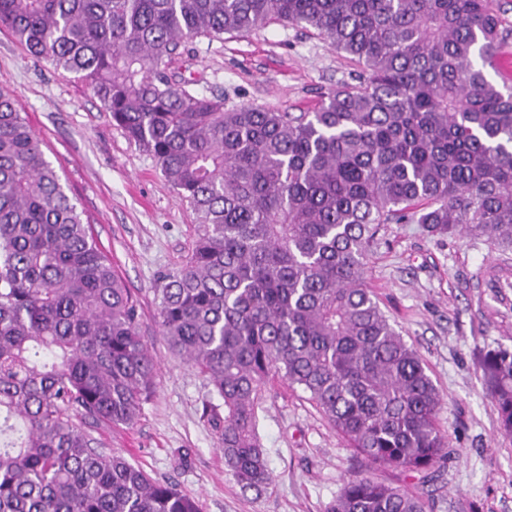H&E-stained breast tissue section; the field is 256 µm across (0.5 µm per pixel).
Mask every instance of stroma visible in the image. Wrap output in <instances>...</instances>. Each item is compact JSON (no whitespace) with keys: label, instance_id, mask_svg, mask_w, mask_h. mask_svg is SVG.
Returning <instances> with one entry per match:
<instances>
[{"label":"stroma","instance_id":"obj_1","mask_svg":"<svg viewBox=\"0 0 512 512\" xmlns=\"http://www.w3.org/2000/svg\"><path fill=\"white\" fill-rule=\"evenodd\" d=\"M179 72L230 106L309 112L328 89L354 82L360 68L316 34L272 23L245 37L190 41ZM0 89L20 101L137 299L140 331L157 362L154 393L136 423L101 428L98 439L152 477L175 482L202 512H326L345 475L361 470L419 495L427 512H512V436L499 429L480 369L489 352L512 350V252L388 224L368 259V288L443 398L437 425L448 440L446 458L422 473L371 464L306 393L277 379L265 389L258 423L273 480L262 495L246 493L224 469L219 434L205 413L209 386L172 353L158 326L154 288L191 250L195 213L75 74L33 58L3 27Z\"/></svg>","mask_w":512,"mask_h":512}]
</instances>
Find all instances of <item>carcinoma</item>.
Masks as SVG:
<instances>
[{"mask_svg":"<svg viewBox=\"0 0 512 512\" xmlns=\"http://www.w3.org/2000/svg\"><path fill=\"white\" fill-rule=\"evenodd\" d=\"M270 23L313 29L357 83L296 113L177 78L188 41ZM0 26L85 82L196 214L190 252L154 288L160 329L222 401V416L207 408L243 490L272 482L258 410L275 378L373 464L423 472L447 455L440 394L364 273L385 224L512 251L497 0H0ZM483 371L512 435V351ZM156 376L136 299L0 90V512H200L94 436L134 424ZM327 512L426 503L355 473Z\"/></svg>","mask_w":512,"mask_h":512,"instance_id":"obj_1","label":"carcinoma"}]
</instances>
